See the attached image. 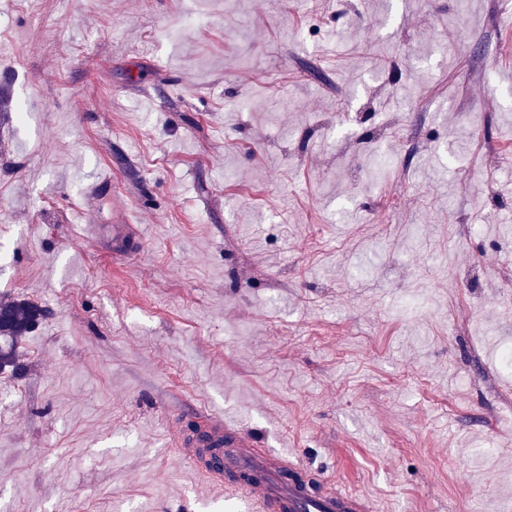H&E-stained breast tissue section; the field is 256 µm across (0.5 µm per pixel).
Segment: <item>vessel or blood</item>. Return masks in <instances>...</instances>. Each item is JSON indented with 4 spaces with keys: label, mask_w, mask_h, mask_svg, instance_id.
Instances as JSON below:
<instances>
[{
    "label": "vessel or blood",
    "mask_w": 512,
    "mask_h": 512,
    "mask_svg": "<svg viewBox=\"0 0 512 512\" xmlns=\"http://www.w3.org/2000/svg\"><path fill=\"white\" fill-rule=\"evenodd\" d=\"M138 245L132 225H113V252L129 255ZM172 436L201 478L221 493L239 495L249 512H373L367 498L343 487L328 495L313 493L297 460L260 450L253 434L222 416L200 417L191 429L173 427ZM228 470L240 473V480H226Z\"/></svg>",
    "instance_id": "1"
}]
</instances>
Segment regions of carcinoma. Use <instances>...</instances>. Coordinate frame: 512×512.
Here are the masks:
<instances>
[{
	"label": "carcinoma",
	"instance_id": "cac0c4a2",
	"mask_svg": "<svg viewBox=\"0 0 512 512\" xmlns=\"http://www.w3.org/2000/svg\"><path fill=\"white\" fill-rule=\"evenodd\" d=\"M45 315V308L30 301H0V372L26 374V367L17 355V344Z\"/></svg>",
	"mask_w": 512,
	"mask_h": 512
}]
</instances>
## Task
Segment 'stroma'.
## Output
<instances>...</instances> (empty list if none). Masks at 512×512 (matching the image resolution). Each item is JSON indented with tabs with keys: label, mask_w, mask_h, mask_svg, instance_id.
<instances>
[{
	"label": "stroma",
	"mask_w": 512,
	"mask_h": 512,
	"mask_svg": "<svg viewBox=\"0 0 512 512\" xmlns=\"http://www.w3.org/2000/svg\"><path fill=\"white\" fill-rule=\"evenodd\" d=\"M1 80L0 512H244L171 446L211 413L512 512V0H0ZM134 224L112 225V252L132 254L139 245V238L133 233ZM45 315V308L30 301H0V372L26 374L27 369L17 355V344Z\"/></svg>",
	"instance_id": "1"
}]
</instances>
